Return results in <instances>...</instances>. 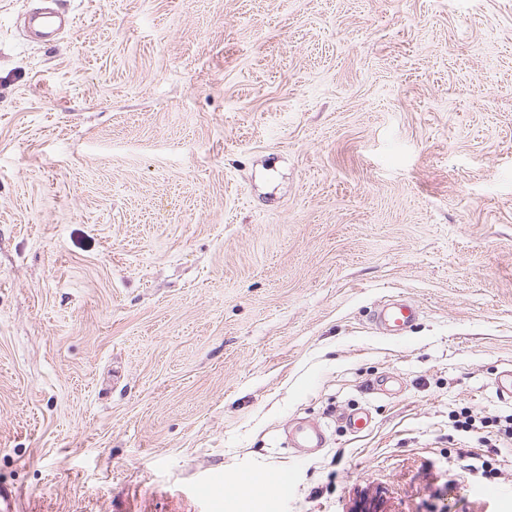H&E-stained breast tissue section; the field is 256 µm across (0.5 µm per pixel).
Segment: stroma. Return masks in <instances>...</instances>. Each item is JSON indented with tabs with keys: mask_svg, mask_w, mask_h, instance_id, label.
Listing matches in <instances>:
<instances>
[{
	"mask_svg": "<svg viewBox=\"0 0 512 512\" xmlns=\"http://www.w3.org/2000/svg\"><path fill=\"white\" fill-rule=\"evenodd\" d=\"M30 2L0 0L17 512H512L455 425L512 415V0H66L51 44ZM420 307L410 300H389L374 313L381 334L400 337L409 332L420 316ZM328 445V427L318 421L299 423L288 433V446L304 450L303 456L318 454ZM291 489V478L287 472L276 473L271 481L262 487H250V493L257 492L262 496L285 497Z\"/></svg>",
	"mask_w": 512,
	"mask_h": 512,
	"instance_id": "obj_1",
	"label": "stroma"
}]
</instances>
